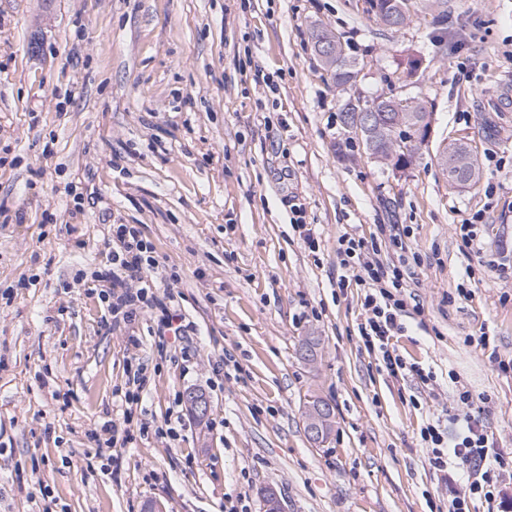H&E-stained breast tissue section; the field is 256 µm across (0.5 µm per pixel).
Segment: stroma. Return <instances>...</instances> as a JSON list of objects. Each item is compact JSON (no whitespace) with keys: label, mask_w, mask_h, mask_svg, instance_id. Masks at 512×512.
<instances>
[{"label":"stroma","mask_w":512,"mask_h":512,"mask_svg":"<svg viewBox=\"0 0 512 512\" xmlns=\"http://www.w3.org/2000/svg\"><path fill=\"white\" fill-rule=\"evenodd\" d=\"M385 27L367 0H0V512H448L464 492L419 432L449 426L470 391L504 458L512 512V0H408ZM349 47L337 89L313 27ZM415 97L433 116L411 166L349 139L352 96ZM467 143L478 181L453 187L440 154ZM303 205L318 243L290 223ZM116 224L141 225L197 334L159 354L114 330L100 279ZM402 229L408 362L363 346L362 292L342 288L338 239ZM480 240L464 248L461 227ZM223 360L221 375L212 365ZM142 400L118 397L136 371ZM203 393L205 418L180 400ZM335 430L304 431L310 396ZM132 411L147 435L97 448ZM176 434L156 436L167 417Z\"/></svg>","instance_id":"1"}]
</instances>
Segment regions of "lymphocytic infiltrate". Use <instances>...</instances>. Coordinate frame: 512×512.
<instances>
[{"label":"lymphocytic infiltrate","mask_w":512,"mask_h":512,"mask_svg":"<svg viewBox=\"0 0 512 512\" xmlns=\"http://www.w3.org/2000/svg\"><path fill=\"white\" fill-rule=\"evenodd\" d=\"M369 251L363 239L346 236L341 240V264L349 279L365 290L363 319L358 325L361 341L368 352L380 357L389 374H408L422 385H432L433 372L407 362L390 345L395 333L402 331L401 319L406 313L407 302L401 293L403 271L397 266L366 260ZM156 264L152 248L144 241L138 225H113L112 271L106 278L112 298V321L127 324L150 313L157 317L159 336L185 335L187 327L172 305V296L159 294L154 287L151 272ZM420 439L432 469L444 474L449 463H456L467 474L468 495L479 494L488 501H496L500 491L492 483L488 468L495 451L478 416H466L464 425L453 435L441 426L427 424L420 429ZM468 495L454 496L448 512H469Z\"/></svg>","instance_id":"obj_1"}]
</instances>
